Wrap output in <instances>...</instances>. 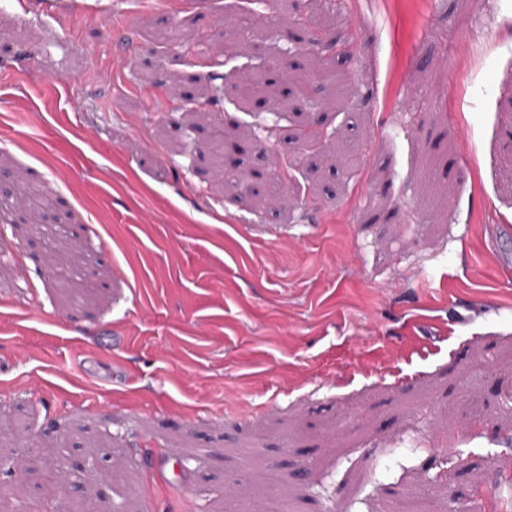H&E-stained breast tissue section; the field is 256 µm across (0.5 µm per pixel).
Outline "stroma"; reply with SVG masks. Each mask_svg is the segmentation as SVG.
I'll list each match as a JSON object with an SVG mask.
<instances>
[{"mask_svg": "<svg viewBox=\"0 0 512 512\" xmlns=\"http://www.w3.org/2000/svg\"><path fill=\"white\" fill-rule=\"evenodd\" d=\"M0 164L60 217L0 208V445L97 451L49 512H512V0H0Z\"/></svg>", "mask_w": 512, "mask_h": 512, "instance_id": "obj_1", "label": "stroma"}]
</instances>
